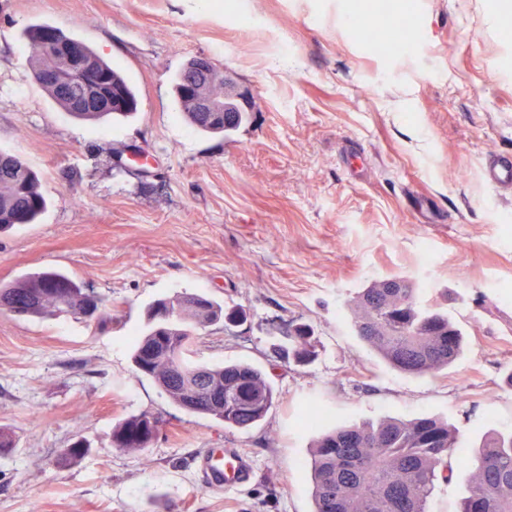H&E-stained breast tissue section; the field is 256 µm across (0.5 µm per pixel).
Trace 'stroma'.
Returning a JSON list of instances; mask_svg holds the SVG:
<instances>
[{
	"label": "stroma",
	"mask_w": 512,
	"mask_h": 512,
	"mask_svg": "<svg viewBox=\"0 0 512 512\" xmlns=\"http://www.w3.org/2000/svg\"><path fill=\"white\" fill-rule=\"evenodd\" d=\"M0 0V150L36 170L37 223L0 233V284L60 269L104 297L101 320L0 311V512H312L306 466L320 430L433 416L466 446L512 432V192L482 182L512 154V0ZM406 25L374 49L360 32ZM48 23L93 47L137 93L130 118L81 122L32 79L25 30ZM286 44L288 54L274 51ZM205 55L253 97L230 136L189 125L174 76ZM146 172L112 162L115 143ZM406 276L448 312L466 348L447 370L392 369L356 336L360 288ZM203 293L237 323L194 340L196 362H247L276 392L244 430L172 404L131 362L150 303ZM307 325L314 363L276 349ZM320 428L306 426L309 410ZM149 413V447H113ZM90 450L58 458L76 438ZM235 448L249 485H201L197 458ZM472 471L436 483L457 512Z\"/></svg>",
	"instance_id": "35a3bbf8"
}]
</instances>
